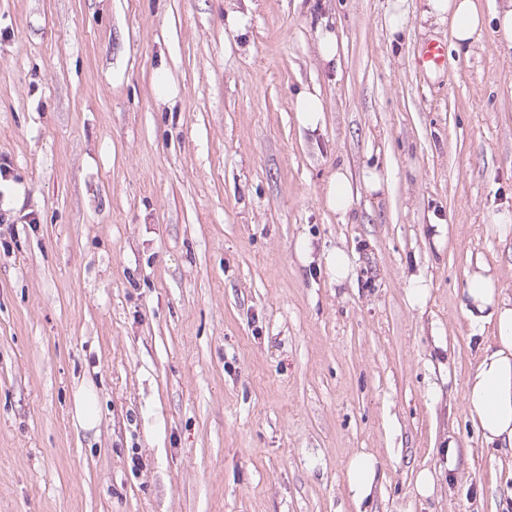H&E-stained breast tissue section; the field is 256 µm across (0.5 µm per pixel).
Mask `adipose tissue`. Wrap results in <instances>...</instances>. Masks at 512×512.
I'll return each instance as SVG.
<instances>
[{
  "label": "adipose tissue",
  "mask_w": 512,
  "mask_h": 512,
  "mask_svg": "<svg viewBox=\"0 0 512 512\" xmlns=\"http://www.w3.org/2000/svg\"><path fill=\"white\" fill-rule=\"evenodd\" d=\"M423 19L447 24L457 46L469 47L485 27H492L500 47L512 50V0H504L493 17H486L478 0H425ZM324 201L338 220L348 221L354 207L353 184L346 170L336 168L323 186ZM462 307L471 326L491 324L493 336L482 350L466 385L469 417L484 442L512 448V295L499 288L488 267L467 273ZM379 477L374 454L358 452L347 466L352 498L363 501Z\"/></svg>",
  "instance_id": "ef3b65f1"
}]
</instances>
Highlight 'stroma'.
Masks as SVG:
<instances>
[{"label":"stroma","instance_id":"35a3bbf8","mask_svg":"<svg viewBox=\"0 0 512 512\" xmlns=\"http://www.w3.org/2000/svg\"><path fill=\"white\" fill-rule=\"evenodd\" d=\"M423 8L0 0V512H512V449L464 401L492 328L461 308L480 262L512 292V55ZM430 40L444 72L415 64ZM339 165L388 177L345 224ZM358 452L384 476L357 505ZM318 35V51L324 64L333 66L338 59L339 43L337 36L328 29H321ZM297 124L312 131L322 128L325 121L324 107L316 93L301 92L295 101ZM326 207L335 213L338 220L347 223L354 207L353 184L343 167L329 173L323 186ZM96 400L92 384L80 386L74 394L75 420L85 430H91L98 424Z\"/></svg>","mask_w":512,"mask_h":512}]
</instances>
